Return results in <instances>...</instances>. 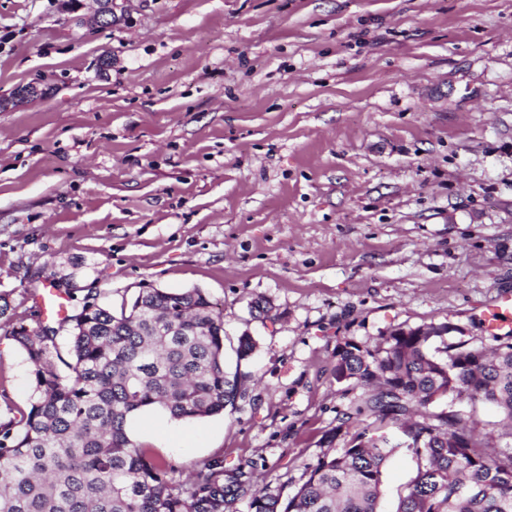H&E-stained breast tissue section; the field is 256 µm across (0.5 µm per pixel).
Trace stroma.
Instances as JSON below:
<instances>
[{
	"label": "stroma",
	"instance_id": "stroma-1",
	"mask_svg": "<svg viewBox=\"0 0 512 512\" xmlns=\"http://www.w3.org/2000/svg\"><path fill=\"white\" fill-rule=\"evenodd\" d=\"M0 0V305L73 275L120 310L142 288L203 290L243 377L224 414L134 417L184 475L244 468L288 500L360 388L334 351L452 325L512 293V0ZM34 83L42 97L11 102ZM0 327V417L28 410ZM257 349L236 356L238 338ZM417 463L383 476L394 512Z\"/></svg>",
	"mask_w": 512,
	"mask_h": 512
}]
</instances>
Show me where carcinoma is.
<instances>
[{
    "instance_id": "cac0c4a2",
    "label": "carcinoma",
    "mask_w": 512,
    "mask_h": 512,
    "mask_svg": "<svg viewBox=\"0 0 512 512\" xmlns=\"http://www.w3.org/2000/svg\"><path fill=\"white\" fill-rule=\"evenodd\" d=\"M69 328L65 342L58 333ZM34 379L28 412L0 422V512H381L383 470L406 449L417 473L396 512H512V452H487L492 434L473 410H432L456 396L488 402L512 438V343L429 352L426 326L398 328L373 350L336 345V382L370 389L344 413L356 432L306 470L297 493L252 489L242 468L204 463L193 479L135 444L127 425L155 409L171 420L220 415L238 374L224 362V319L199 288H142L129 310L87 293L59 323L11 326Z\"/></svg>"
}]
</instances>
